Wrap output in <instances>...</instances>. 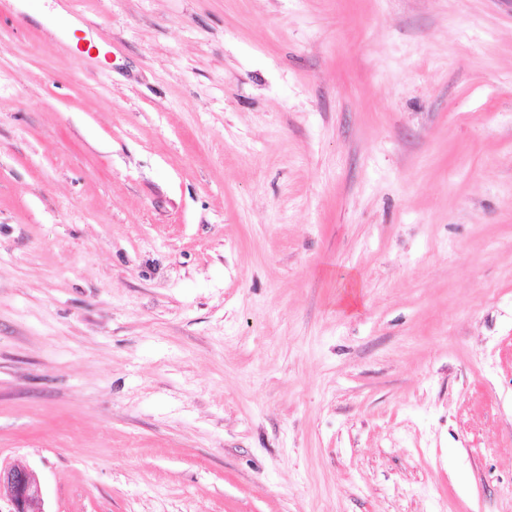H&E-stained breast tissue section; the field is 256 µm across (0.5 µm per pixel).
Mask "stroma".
<instances>
[{"label": "stroma", "mask_w": 512, "mask_h": 512, "mask_svg": "<svg viewBox=\"0 0 512 512\" xmlns=\"http://www.w3.org/2000/svg\"><path fill=\"white\" fill-rule=\"evenodd\" d=\"M0 0V461L48 512H512V7Z\"/></svg>", "instance_id": "stroma-1"}]
</instances>
